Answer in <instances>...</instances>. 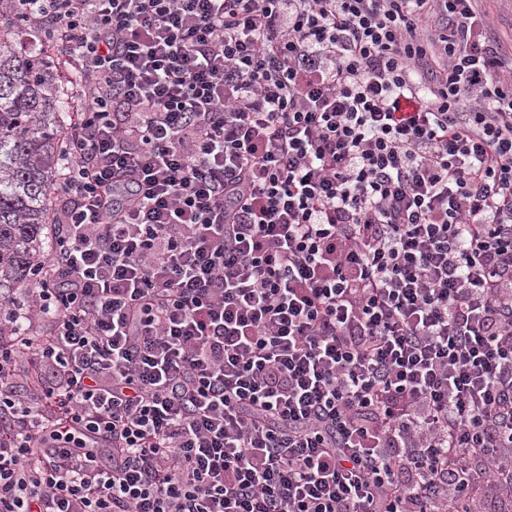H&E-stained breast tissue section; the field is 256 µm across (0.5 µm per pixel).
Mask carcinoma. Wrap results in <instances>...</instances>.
Masks as SVG:
<instances>
[{"instance_id": "carcinoma-1", "label": "carcinoma", "mask_w": 512, "mask_h": 512, "mask_svg": "<svg viewBox=\"0 0 512 512\" xmlns=\"http://www.w3.org/2000/svg\"><path fill=\"white\" fill-rule=\"evenodd\" d=\"M21 28L0 13V289L29 280L48 249L43 230L61 169L67 99L48 71L47 47L17 50Z\"/></svg>"}]
</instances>
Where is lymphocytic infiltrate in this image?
<instances>
[{
    "label": "lymphocytic infiltrate",
    "instance_id": "lymphocytic-infiltrate-1",
    "mask_svg": "<svg viewBox=\"0 0 512 512\" xmlns=\"http://www.w3.org/2000/svg\"><path fill=\"white\" fill-rule=\"evenodd\" d=\"M475 0H0L70 67L0 295V512L512 502V75Z\"/></svg>",
    "mask_w": 512,
    "mask_h": 512
}]
</instances>
